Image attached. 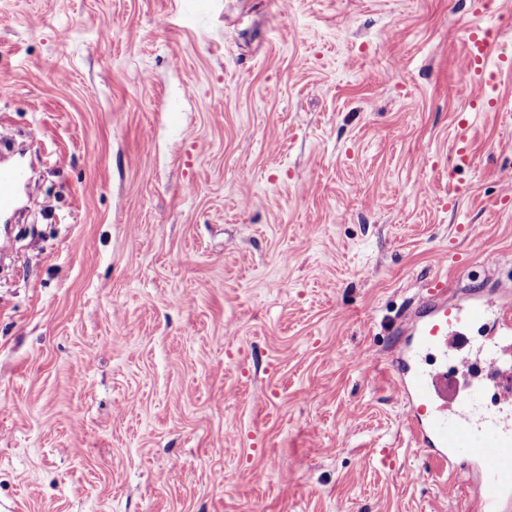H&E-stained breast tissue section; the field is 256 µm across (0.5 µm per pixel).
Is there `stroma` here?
I'll list each match as a JSON object with an SVG mask.
<instances>
[{"label": "stroma", "instance_id": "1", "mask_svg": "<svg viewBox=\"0 0 512 512\" xmlns=\"http://www.w3.org/2000/svg\"><path fill=\"white\" fill-rule=\"evenodd\" d=\"M474 8L0 0L35 164L0 512H477L387 369L434 280L512 301V71L458 92L467 26L512 59V0Z\"/></svg>", "mask_w": 512, "mask_h": 512}]
</instances>
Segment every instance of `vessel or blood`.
<instances>
[{"label":"vessel or blood","instance_id":"obj_1","mask_svg":"<svg viewBox=\"0 0 512 512\" xmlns=\"http://www.w3.org/2000/svg\"><path fill=\"white\" fill-rule=\"evenodd\" d=\"M466 68L471 81L495 76L494 40L486 26L467 28ZM23 149L12 129L0 125V216L14 214L22 203L29 170L16 157ZM494 321L482 359H474L467 329L485 318ZM512 342V304L482 292L461 303L435 287L411 319L410 339L391 361L393 384L406 402L405 425L415 445L427 452L456 482L472 486L479 512H512V376L503 375L493 406H485L480 383L447 393L442 360L471 374L495 367L502 345Z\"/></svg>","mask_w":512,"mask_h":512}]
</instances>
